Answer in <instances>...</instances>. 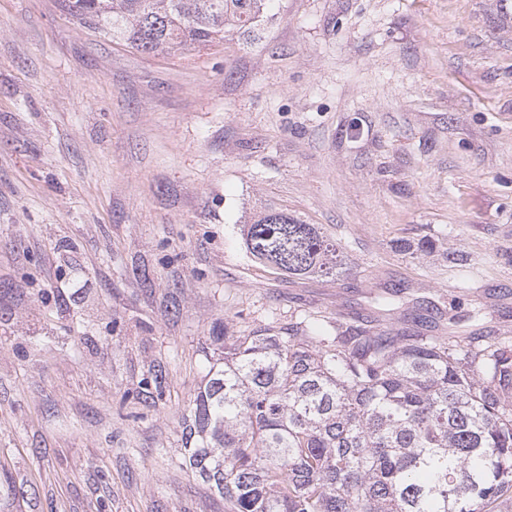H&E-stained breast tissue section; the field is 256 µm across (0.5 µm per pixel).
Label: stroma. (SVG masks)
<instances>
[{
	"mask_svg": "<svg viewBox=\"0 0 512 512\" xmlns=\"http://www.w3.org/2000/svg\"><path fill=\"white\" fill-rule=\"evenodd\" d=\"M269 209L342 273L255 261ZM225 325L512 336V0H274L156 56L0 0V512H229L183 464Z\"/></svg>",
	"mask_w": 512,
	"mask_h": 512,
	"instance_id": "stroma-1",
	"label": "stroma"
}]
</instances>
